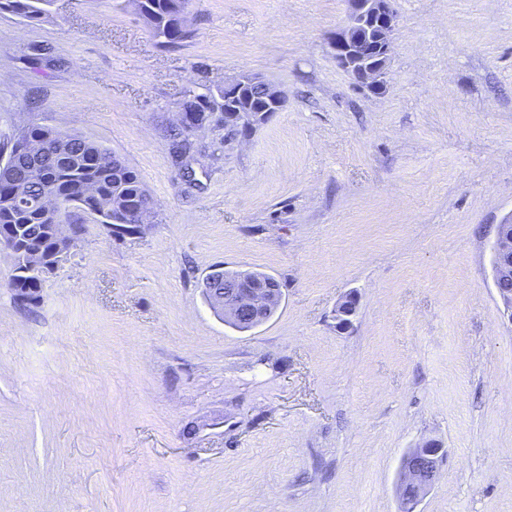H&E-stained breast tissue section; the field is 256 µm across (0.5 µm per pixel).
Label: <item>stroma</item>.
I'll list each match as a JSON object with an SVG mask.
<instances>
[{"mask_svg":"<svg viewBox=\"0 0 512 512\" xmlns=\"http://www.w3.org/2000/svg\"><path fill=\"white\" fill-rule=\"evenodd\" d=\"M396 8L378 94L330 55L345 0H188L173 47L132 0L0 12V157L29 122L76 132L153 201L135 231L86 220L31 303L0 251V512H399L429 439L419 512H512V0ZM243 74L283 110L176 163L185 93ZM220 268L273 276L277 313L225 324ZM493 280L502 313L512 323V224L499 225L493 246ZM508 286L505 288V286ZM357 306V298L351 294L345 296L336 304L332 319L336 322L338 330H346L352 325V318L356 314ZM446 459L445 448L434 440H427L405 454L397 485L399 511H419L418 506L438 479L440 468ZM405 488L407 493L402 497Z\"/></svg>","mask_w":512,"mask_h":512,"instance_id":"stroma-1","label":"stroma"}]
</instances>
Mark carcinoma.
I'll return each mask as SVG.
<instances>
[{"label":"carcinoma","instance_id":"obj_1","mask_svg":"<svg viewBox=\"0 0 512 512\" xmlns=\"http://www.w3.org/2000/svg\"><path fill=\"white\" fill-rule=\"evenodd\" d=\"M144 19L166 45H176L192 37V31L181 26L184 0H137ZM53 0H0V11H10L29 21L49 15ZM54 143L59 157H41L37 167L30 166L28 155L18 163L6 158L0 164V189L8 191L13 184L27 191V199L16 203L0 195V235L21 233L27 247L50 246L49 225L55 223L53 213L44 208L42 200L56 197L63 201L70 196L85 194L88 213L101 224L120 220L112 213L113 206L129 207L151 203L137 171L120 159L108 163L111 152L85 137L58 131L37 124L23 127L12 148L23 146L31 152L39 146Z\"/></svg>","mask_w":512,"mask_h":512}]
</instances>
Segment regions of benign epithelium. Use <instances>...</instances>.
<instances>
[{
	"instance_id": "7a95c632",
	"label": "benign epithelium",
	"mask_w": 512,
	"mask_h": 512,
	"mask_svg": "<svg viewBox=\"0 0 512 512\" xmlns=\"http://www.w3.org/2000/svg\"><path fill=\"white\" fill-rule=\"evenodd\" d=\"M346 23L336 30L331 53L336 65L359 84L381 87L392 53L393 33L398 13L396 0H346ZM261 92L269 102L268 111L279 112L286 101L276 86L263 82ZM55 244L43 257L34 256L22 263L17 273L46 280L65 262L81 236L77 224L53 225ZM493 280L502 313L512 324V224L499 225L493 246ZM226 289H209L212 308L224 311L243 326L263 321L264 313L282 302L276 279L254 272H242L225 279ZM357 298L345 296L333 310L336 329L352 325ZM447 452L434 440L410 449L402 459L397 498L402 512H418V506L438 479Z\"/></svg>"
}]
</instances>
